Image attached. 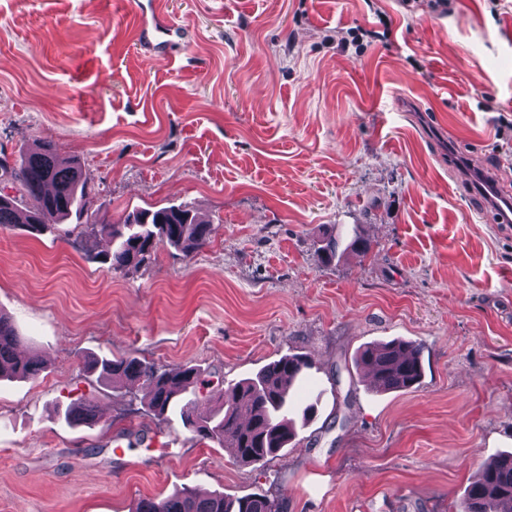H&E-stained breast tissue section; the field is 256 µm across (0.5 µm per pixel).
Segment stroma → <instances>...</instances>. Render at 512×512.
<instances>
[{
	"label": "stroma",
	"instance_id": "1",
	"mask_svg": "<svg viewBox=\"0 0 512 512\" xmlns=\"http://www.w3.org/2000/svg\"><path fill=\"white\" fill-rule=\"evenodd\" d=\"M134 2L0 0V157L51 144L82 167L88 222L189 202L210 239L115 271L106 236L0 226V313L45 361L0 380V512H133L182 487L456 512L512 453V221L485 198L512 201V0H161L174 58L139 44ZM393 339L423 345L424 376L377 393L355 357ZM285 354L311 359L317 411L251 465L84 370L130 355L210 391ZM83 396L95 418L65 419Z\"/></svg>",
	"mask_w": 512,
	"mask_h": 512
}]
</instances>
